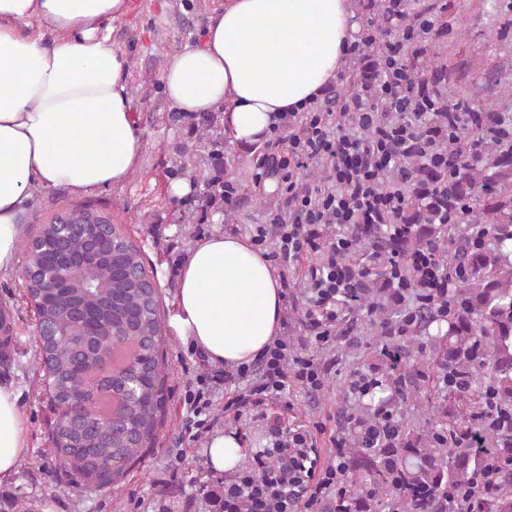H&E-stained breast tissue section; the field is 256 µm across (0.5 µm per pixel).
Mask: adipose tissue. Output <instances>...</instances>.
I'll use <instances>...</instances> for the list:
<instances>
[{
    "instance_id": "obj_1",
    "label": "adipose tissue",
    "mask_w": 512,
    "mask_h": 512,
    "mask_svg": "<svg viewBox=\"0 0 512 512\" xmlns=\"http://www.w3.org/2000/svg\"><path fill=\"white\" fill-rule=\"evenodd\" d=\"M128 10V0H0V273L14 269L30 190L117 187L140 163L127 59L103 28ZM351 17L349 0H226L200 43L166 64L171 109L223 107L232 143H262L278 113L319 99L335 81ZM30 19L38 33L19 28ZM175 305V335L215 365L253 362L282 330L280 279L242 236L217 232L189 245ZM26 448L17 392L0 383V480Z\"/></svg>"
}]
</instances>
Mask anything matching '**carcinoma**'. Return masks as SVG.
I'll return each mask as SVG.
<instances>
[{
	"label": "carcinoma",
	"instance_id": "cac0c4a2",
	"mask_svg": "<svg viewBox=\"0 0 512 512\" xmlns=\"http://www.w3.org/2000/svg\"><path fill=\"white\" fill-rule=\"evenodd\" d=\"M450 189L452 199L471 207L469 223H438L437 202L416 193L403 215L413 226L410 238L377 231L390 254L440 249L455 274L448 292L453 312L441 317L427 305L419 308L411 337L399 345L401 366L382 369L368 394L365 410L385 407L394 416L400 460L395 477L381 446L349 434L346 469L355 512H379L385 497L391 512H413V490L424 495L427 512H512V429L487 425L497 413L512 412V152L459 160ZM54 232L50 222L40 240L23 245L28 295L45 297L38 316L57 331L36 337L40 369L59 403L82 397L89 418L107 425L57 421L53 441L80 487H110L155 441L163 398L160 305L146 282L112 276L114 263L137 267L142 261L120 227L107 259L74 239L65 260L67 286L47 288L43 256L54 247ZM399 296L386 274L364 287L370 314L382 325L401 319ZM82 311L94 315L93 336L69 335L74 314ZM114 329L123 333L120 344L111 343ZM418 334L429 337L427 355H414ZM108 344L111 358L104 365L99 352ZM491 458L501 465L495 485L478 491L475 482Z\"/></svg>",
	"mask_w": 512,
	"mask_h": 512
}]
</instances>
